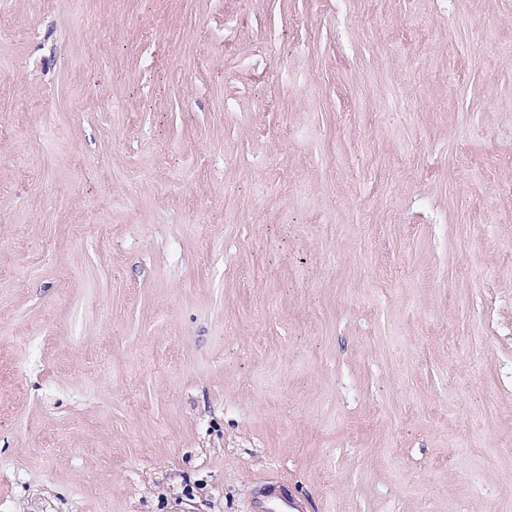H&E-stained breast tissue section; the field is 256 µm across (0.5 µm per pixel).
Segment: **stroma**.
Listing matches in <instances>:
<instances>
[{
  "label": "stroma",
  "mask_w": 512,
  "mask_h": 512,
  "mask_svg": "<svg viewBox=\"0 0 512 512\" xmlns=\"http://www.w3.org/2000/svg\"><path fill=\"white\" fill-rule=\"evenodd\" d=\"M512 512V0H0V512ZM248 512H308L305 499L284 482L268 478L253 485L247 504Z\"/></svg>",
  "instance_id": "1"
}]
</instances>
